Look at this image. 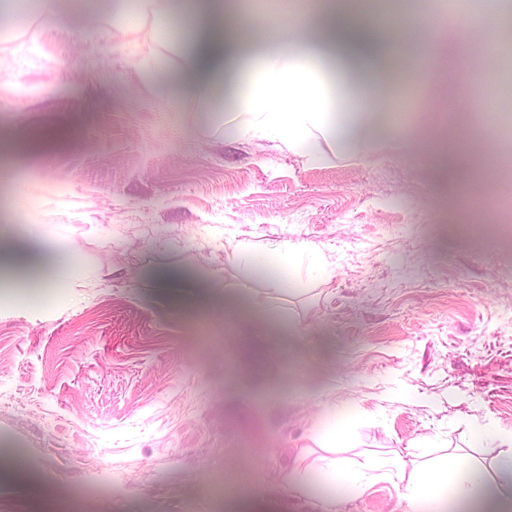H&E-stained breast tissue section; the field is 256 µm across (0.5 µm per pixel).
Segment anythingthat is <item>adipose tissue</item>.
<instances>
[{"mask_svg":"<svg viewBox=\"0 0 512 512\" xmlns=\"http://www.w3.org/2000/svg\"><path fill=\"white\" fill-rule=\"evenodd\" d=\"M226 6V0H171V10L183 21L182 34L161 21L153 29L157 43H177L192 63L184 79L187 93L208 102L217 89L229 88L238 102L232 117L237 128L290 148L311 143L309 164L329 162V149L346 143L366 154L374 119L366 107L388 65L382 42L363 26L374 12V0H362L357 7L351 0H314L306 14L308 29L286 59L274 46L243 56L250 42L241 37L239 25L226 23ZM231 258L247 259L263 270L265 284L276 293L300 285L303 273L323 269L321 258L299 242L288 244L276 258L241 248ZM45 266L62 276V266L41 241L0 249L1 269L36 271ZM478 436L499 447L493 469L459 447L443 449L433 459L416 453L408 459L393 455L408 512H444L452 503L464 506L465 512H512V430L484 427ZM314 444L319 450L317 475L342 482L348 493H355L357 475L346 474L345 459L336 455L347 444L338 425L321 427Z\"/></svg>","mask_w":512,"mask_h":512,"instance_id":"ef3b65f1","label":"adipose tissue"}]
</instances>
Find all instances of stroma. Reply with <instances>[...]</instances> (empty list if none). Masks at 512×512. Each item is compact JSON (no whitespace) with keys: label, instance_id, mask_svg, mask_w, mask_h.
<instances>
[{"label":"stroma","instance_id":"35a3bbf8","mask_svg":"<svg viewBox=\"0 0 512 512\" xmlns=\"http://www.w3.org/2000/svg\"><path fill=\"white\" fill-rule=\"evenodd\" d=\"M142 27L121 28L124 10ZM166 0H55L0 43V135L45 137L14 165L23 196L0 202V244L28 228L59 239L72 271L45 303L0 302V448L42 474L2 476L0 512H320L293 471L321 411L344 412L348 446L437 456L498 449L479 425L512 429V229L482 204L499 185L443 179L429 157L445 126L470 122L491 155L498 95L464 14L409 29L429 47L401 139L378 131L361 157L313 166L299 149L243 137L231 91L204 104L176 78L186 58L155 43ZM474 95L442 81L449 60ZM302 240L323 278L277 296L237 245L274 253ZM238 305L208 303L210 285ZM404 485L377 471L341 512H406Z\"/></svg>","mask_w":512,"mask_h":512}]
</instances>
